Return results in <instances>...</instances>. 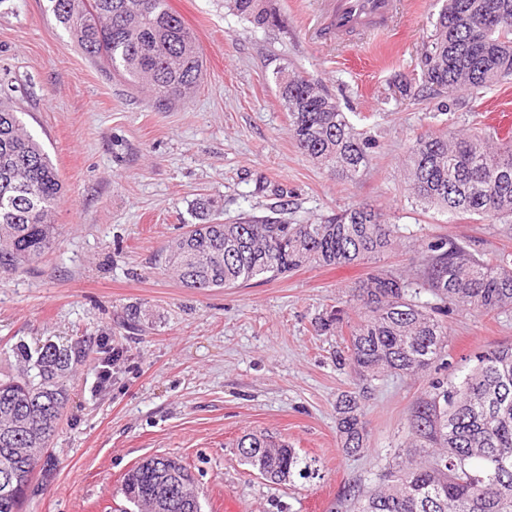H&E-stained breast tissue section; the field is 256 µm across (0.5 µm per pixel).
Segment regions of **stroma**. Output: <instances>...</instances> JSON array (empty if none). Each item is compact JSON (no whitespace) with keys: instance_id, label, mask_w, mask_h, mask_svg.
<instances>
[{"instance_id":"stroma-1","label":"stroma","mask_w":512,"mask_h":512,"mask_svg":"<svg viewBox=\"0 0 512 512\" xmlns=\"http://www.w3.org/2000/svg\"><path fill=\"white\" fill-rule=\"evenodd\" d=\"M396 2L386 34L339 39L323 28L326 0H273L284 24L266 30L227 12L224 0H169L195 34L203 77L189 103L162 109L105 76L46 14V0H0V95L22 102L23 121L64 186L54 248L26 273H0V372L24 368L22 345L108 336L123 349L107 390L96 388L94 356L66 378L70 403L50 444V475L22 512H113L123 503V474L153 454L191 466L203 512H338L349 487L374 489L395 464L430 379L456 376L478 354L512 344V313L454 310L430 369L372 381L367 450L350 456L339 447L336 396L353 378L336 361L344 335L318 328L325 312L339 306L357 321L352 288L377 268L411 278L423 246L439 237L512 253V238L492 221L421 206L404 184L412 139L512 115V82L461 94L443 115L434 100L400 95V77L420 72L443 0ZM284 68L320 79L370 138L358 180L297 149L275 83ZM202 198L218 202L224 222L279 211L313 222L367 203L397 225L401 242L374 263L190 290L168 274L164 257L198 223ZM134 307L142 317L132 330ZM248 432L316 459L321 478L266 481L240 460L236 441Z\"/></svg>"}]
</instances>
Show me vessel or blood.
<instances>
[{
	"mask_svg": "<svg viewBox=\"0 0 512 512\" xmlns=\"http://www.w3.org/2000/svg\"><path fill=\"white\" fill-rule=\"evenodd\" d=\"M394 0H330L328 21L337 35L382 32L393 15Z\"/></svg>",
	"mask_w": 512,
	"mask_h": 512,
	"instance_id": "vessel-or-blood-1",
	"label": "vessel or blood"
}]
</instances>
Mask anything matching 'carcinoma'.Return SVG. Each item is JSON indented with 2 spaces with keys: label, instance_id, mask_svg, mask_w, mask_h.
<instances>
[{
  "label": "carcinoma",
  "instance_id": "cac0c4a2",
  "mask_svg": "<svg viewBox=\"0 0 512 512\" xmlns=\"http://www.w3.org/2000/svg\"><path fill=\"white\" fill-rule=\"evenodd\" d=\"M48 12L70 40L114 77L145 88L159 106L184 104L201 81L196 38L168 0H48ZM231 14L255 29L279 23L272 0H224ZM498 17L480 50L470 45L474 20ZM426 41L421 86L405 80L402 94L419 100L424 90L481 89L512 79V0H445ZM278 95L290 117L296 147L347 179L368 164L370 140L336 111L331 95L310 76L279 71ZM13 101L0 97V273L18 274L53 249L54 213L63 195L58 170L27 130ZM406 182L420 201L449 213L496 218L512 231V141L490 144L476 127L427 131L408 147ZM202 223L168 246V267L185 288H234L253 278L286 276L304 267L377 259L398 246V227L371 205L341 210L318 222L290 224L249 216L235 224L210 219L211 203H196ZM416 285L441 304H458L477 316L512 312V255L486 254L470 244L439 238L427 245ZM411 282L373 271L353 289L361 306L352 324L342 309L320 319V329L347 328L346 354L355 387L336 399V429L348 454L367 449L363 382L380 373L416 375L445 348L447 327L436 307L410 293ZM98 344H48L36 355L21 348L34 373L0 379V512H21L38 467L68 405L63 379ZM410 447L425 459H408L367 496L343 497L348 512H512V345L476 356L458 380L429 382L408 418ZM242 461L277 483L321 478L314 459L288 443L249 432L236 443ZM130 512H202L198 480L184 462L152 455L121 481Z\"/></svg>",
  "mask_w": 512,
  "mask_h": 512
}]
</instances>
